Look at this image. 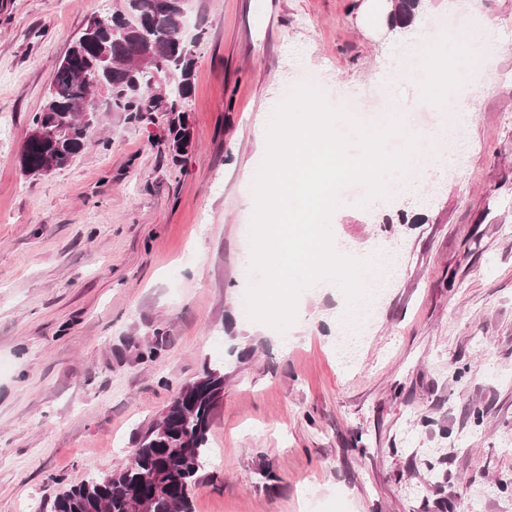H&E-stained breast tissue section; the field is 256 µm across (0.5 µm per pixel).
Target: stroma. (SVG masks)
Listing matches in <instances>:
<instances>
[{
	"instance_id": "35a3bbf8",
	"label": "stroma",
	"mask_w": 512,
	"mask_h": 512,
	"mask_svg": "<svg viewBox=\"0 0 512 512\" xmlns=\"http://www.w3.org/2000/svg\"><path fill=\"white\" fill-rule=\"evenodd\" d=\"M123 4L0 0V512H52L64 486L126 468L207 368L224 371L223 461L194 512H512V0H425L395 30L374 0H187L202 39L182 163L163 115L105 112L69 166L24 174L56 63ZM472 12L500 49L445 167L372 202L344 189L331 218L339 254L394 263L351 359L335 281L303 289L284 331L245 323L263 108L312 81L379 125L397 94L424 137L444 110L386 71L435 17Z\"/></svg>"
}]
</instances>
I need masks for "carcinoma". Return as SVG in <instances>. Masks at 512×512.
Instances as JSON below:
<instances>
[{
	"instance_id": "carcinoma-1",
	"label": "carcinoma",
	"mask_w": 512,
	"mask_h": 512,
	"mask_svg": "<svg viewBox=\"0 0 512 512\" xmlns=\"http://www.w3.org/2000/svg\"><path fill=\"white\" fill-rule=\"evenodd\" d=\"M421 0H394L389 23L410 26ZM179 0H127L120 12L93 18L95 36L84 29L55 66L47 99L31 119L42 127L28 136L21 153L24 172L68 166L92 141L102 112H118L129 123H143L156 112L168 115L174 147L181 150L185 115L182 101L191 92L194 58L179 28ZM145 59L177 81L153 87L135 71ZM110 85L96 95L97 78ZM224 393V373L210 369L175 394L163 412V428L148 432L134 449L136 463L117 473L89 478L59 492L54 512H130L139 494L152 499L151 512H193L185 487L196 481L207 458L208 434L216 400Z\"/></svg>"
}]
</instances>
